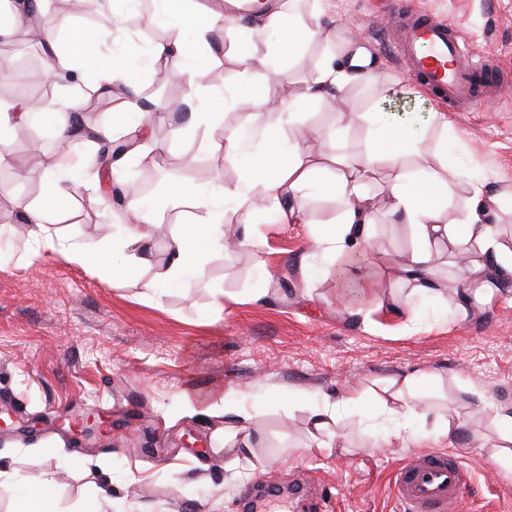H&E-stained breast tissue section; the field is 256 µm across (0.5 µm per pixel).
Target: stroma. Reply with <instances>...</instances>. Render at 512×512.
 Listing matches in <instances>:
<instances>
[{
	"label": "stroma",
	"mask_w": 512,
	"mask_h": 512,
	"mask_svg": "<svg viewBox=\"0 0 512 512\" xmlns=\"http://www.w3.org/2000/svg\"><path fill=\"white\" fill-rule=\"evenodd\" d=\"M389 2L331 0L330 41L299 38L280 47L290 81L268 89L262 111H279L283 94L298 96L286 134L305 136L309 156L319 159L324 143L309 131L334 125L336 114L326 100L301 94L327 53L361 47L371 56L373 80L346 88L350 111L389 113L424 128L432 145L448 139L489 187H512V90L492 107L449 112L447 131L432 128L437 102L382 50ZM410 3L447 19L475 54L512 73V0ZM158 8V0H143L137 10L118 6L113 35L51 85L39 78L48 51L20 34L0 40L8 65L0 100H18L36 112L46 97L67 98L121 42L141 59L129 75L139 99L164 113L151 129L153 142L163 147L151 164L131 160L120 172L105 170L93 162L98 142L71 138L69 154L91 190L65 204L53 232L94 248L111 241L100 227L117 224L128 191L165 204L163 231L150 243L148 264L124 284L49 252L36 255L22 210L41 198L57 145L38 124L13 129L15 168L27 178L16 180L15 168H0V228L8 233L0 255V421L6 425L0 459L22 482L54 473L61 512H73L99 485L112 499V512H126L133 501L143 512H243L244 491L257 486L283 490L262 500L259 512H307L314 505L320 512H405L394 474L416 455L449 449L435 436V416L450 412L460 424L454 451L472 477L454 512H512V469L493 464L486 453L496 443L493 407L512 405V281L476 304L467 319H456L448 296L460 282L448 265L447 246H440L433 253L441 272L437 300L409 326L400 302L413 284L400 278L394 262L408 255L412 236L386 211L384 172L370 175L365 193L377 209L371 235L392 262L372 250L340 259L315 246L320 225L337 220L332 200L312 199L304 224H270L258 214L246 228L228 202L225 229L248 232L259 249L215 251L190 287L156 297L167 234L192 213L167 202L169 184L188 181L213 190L243 175L239 164L207 144L224 134H251L248 111L231 100L244 88L235 58L247 50L254 24L236 19L215 35L206 87H197L186 72L164 75L159 86L162 64L151 61V50L173 41L179 30L147 23ZM198 109L220 113V122L183 131ZM308 266L321 268V275L306 278ZM377 282L392 305L376 307ZM217 288L224 291L220 306ZM408 374L425 383L406 420L413 441L385 443L386 418L366 420L357 410L343 414L329 433L310 434V408L322 397L354 389L380 395ZM219 398L226 401L224 416L205 413L207 402ZM242 407L252 416L255 450L228 468L224 421ZM89 419L96 425L90 440L78 430ZM262 461L269 464L263 472Z\"/></svg>",
	"instance_id": "stroma-1"
}]
</instances>
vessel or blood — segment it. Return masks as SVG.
<instances>
[{
  "label": "vessel or blood",
  "mask_w": 512,
  "mask_h": 512,
  "mask_svg": "<svg viewBox=\"0 0 512 512\" xmlns=\"http://www.w3.org/2000/svg\"><path fill=\"white\" fill-rule=\"evenodd\" d=\"M385 25L396 30L388 44L396 61L437 103L466 112L491 105L500 95L501 85L491 78L493 65L471 54L459 30L446 19L395 0ZM469 485L460 459L445 453L418 456L394 476L406 512H447Z\"/></svg>",
  "instance_id": "obj_1"
}]
</instances>
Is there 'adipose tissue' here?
<instances>
[{"label": "adipose tissue", "mask_w": 512, "mask_h": 512, "mask_svg": "<svg viewBox=\"0 0 512 512\" xmlns=\"http://www.w3.org/2000/svg\"><path fill=\"white\" fill-rule=\"evenodd\" d=\"M41 0H14L11 7L0 10V36L12 34L16 29L38 32L41 43L54 45L52 31L39 26ZM89 12L100 15L97 30L86 33L83 40L73 42L70 49L55 53L41 74L43 82L53 83L63 71L74 68L77 59L86 55L102 37L111 35L114 17L110 0H80ZM164 18L168 23L192 21L193 37L176 39L172 43L156 46L151 60L162 59L173 67L192 65L195 78H202L211 56L209 37L223 28V13L209 11L198 17L187 18L182 0H165ZM276 30L280 41L288 42L301 36L307 40L324 37L325 30L319 16L304 20L301 15L272 13L260 18L251 30L255 41L252 52L241 58L242 75L264 72L263 82L251 83L242 96L233 98V105L252 110L253 127L257 132L254 144H243L240 138L228 137L216 142V149L244 169L241 180L220 186L217 194H210L189 182H177L168 189L173 202L189 203L193 210L191 223L173 229L168 245V265L164 280L166 287H186L209 255L224 248V203L235 204L241 211L243 222H250L255 209L267 210L270 222L295 224L303 222L311 196L335 200L340 211L336 223L322 225L316 245L325 251L345 257L374 249L382 252V245L373 244L365 233L374 220L373 209L364 193L367 174L382 169L386 172L388 206L402 223L408 224L413 234V248L403 270L413 285L412 297L403 302L407 310H414L415 296L436 294L439 273L433 263L432 250L443 242L454 252L451 263L464 289L453 290L450 306L459 319H466L477 302H486L495 292L491 275L512 277V246L504 243L497 229L500 211L512 210V191L488 188L478 178L471 179L470 193L462 201H454L449 184L459 175L460 164L455 150L447 141L437 148L441 163L431 164L430 148L425 132L388 120L383 113L361 114L362 122L373 131V146L357 159L348 158L342 151L340 129L325 132V166L336 169L330 179L316 178V169L304 159L301 143L286 139L284 132L295 116L296 103L284 99L275 116L258 111L257 106L269 84L284 85L287 73L275 64L273 48L265 41L267 30ZM368 58L363 53L347 56H328L319 71L308 81L306 97H329L336 102L337 116H344V91L350 84L370 80ZM82 108L80 94H72L63 102H48L40 112H24L21 104L0 103V168L10 166L13 157L9 131L15 121L32 120L45 126L58 143L69 141L73 131L74 115ZM51 177L40 202L27 207V222L33 238L43 248L58 253L65 260L76 263L92 273L109 275L114 283H121L136 275L146 264L144 250L150 241L161 212L153 204L131 194L126 210L131 217L113 237L112 243L125 252L122 264H115L104 251H91L66 243L54 236L49 228L59 215L65 201L78 194L84 185L78 165L72 164L67 153H59L51 164ZM418 394V380L406 376L397 380L393 393L394 403L388 413L392 424L386 430L387 440L406 438L404 421L412 412ZM360 408L375 413L377 406L358 391L346 393L341 400L324 401L313 407L309 415L311 434L328 432L344 410ZM17 485L12 512H59L53 477L46 476L34 483L16 484L13 468L0 466V486Z\"/></svg>", "instance_id": "adipose-tissue-1"}]
</instances>
